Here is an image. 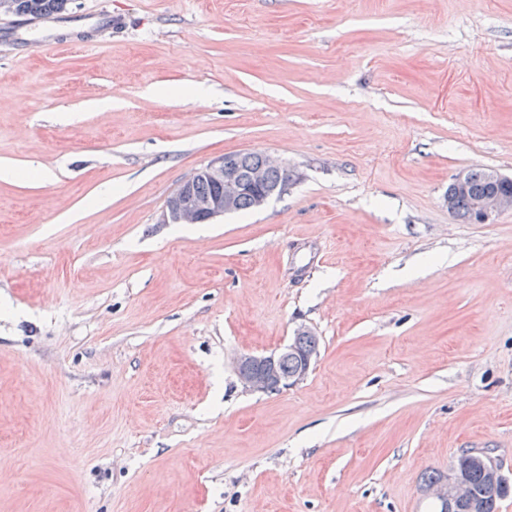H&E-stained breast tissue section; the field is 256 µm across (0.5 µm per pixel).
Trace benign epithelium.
Listing matches in <instances>:
<instances>
[{"mask_svg":"<svg viewBox=\"0 0 512 512\" xmlns=\"http://www.w3.org/2000/svg\"><path fill=\"white\" fill-rule=\"evenodd\" d=\"M241 152H227L206 166L197 169L186 177L177 190L169 197L163 221L172 224H200L236 211V205L246 193H253L256 205L263 206L276 190L269 187L268 174L274 169H281L273 157L265 154L261 163L250 169L242 165ZM208 179L218 191L201 195L196 192V184ZM512 210V195L494 192L482 198L477 206V223L491 224L503 211ZM315 336V333L300 327L294 331L288 344L269 355L244 353L235 360V369L242 385L253 392L266 393L273 377L276 376L279 361L291 356L299 360V368L291 375L278 379L280 390H288L305 380L311 370L315 352L302 348L300 340ZM469 463L464 454L459 465L448 474V480L440 487L431 489V495L442 506V512H466L467 495L460 470ZM482 463L492 483L505 489L512 487L497 466L489 459L482 458Z\"/></svg>","mask_w":512,"mask_h":512,"instance_id":"7a95c632","label":"benign epithelium"}]
</instances>
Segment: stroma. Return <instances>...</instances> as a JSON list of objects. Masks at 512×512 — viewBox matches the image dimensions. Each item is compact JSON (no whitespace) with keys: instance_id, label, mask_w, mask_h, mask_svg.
Returning <instances> with one entry per match:
<instances>
[{"instance_id":"1","label":"stroma","mask_w":512,"mask_h":512,"mask_svg":"<svg viewBox=\"0 0 512 512\" xmlns=\"http://www.w3.org/2000/svg\"><path fill=\"white\" fill-rule=\"evenodd\" d=\"M239 151L293 185L164 223ZM0 168V512H432L466 450L512 477V210H448L512 176V0L2 14ZM301 326L308 377L245 389ZM490 172L491 170L489 169H471L468 171L469 187L467 172L460 173L455 178L454 182L448 185V194H452L454 198L453 205L452 196L448 195V210H450L453 205V208L450 210L451 213L465 223L476 222L475 205L477 200L493 190L507 194L494 192L482 198L477 206V223H493L494 219L501 212L512 210V195L508 194L512 193V184H503L512 183V178L493 171L491 173L492 179L503 182L502 184L494 186L487 178ZM454 186L459 193L455 192Z\"/></svg>"}]
</instances>
